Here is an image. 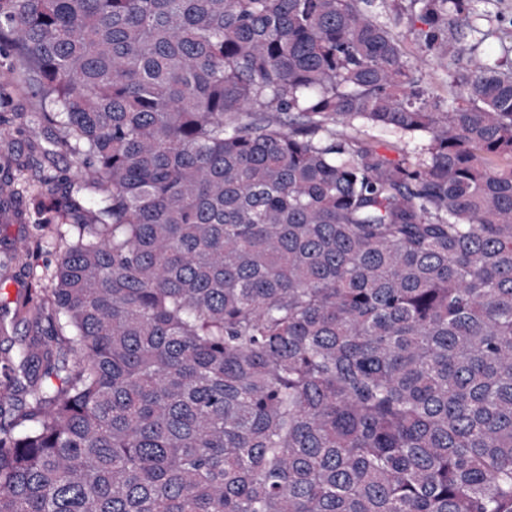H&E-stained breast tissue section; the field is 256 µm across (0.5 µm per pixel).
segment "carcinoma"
Instances as JSON below:
<instances>
[{
    "label": "carcinoma",
    "instance_id": "obj_1",
    "mask_svg": "<svg viewBox=\"0 0 512 512\" xmlns=\"http://www.w3.org/2000/svg\"><path fill=\"white\" fill-rule=\"evenodd\" d=\"M414 2L446 100L369 0H0L81 195L0 512H512V62Z\"/></svg>",
    "mask_w": 512,
    "mask_h": 512
}]
</instances>
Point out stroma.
<instances>
[{"mask_svg": "<svg viewBox=\"0 0 512 512\" xmlns=\"http://www.w3.org/2000/svg\"><path fill=\"white\" fill-rule=\"evenodd\" d=\"M372 12L399 36L423 85L435 95L447 97L451 58L420 51L415 31L421 23L414 0H373ZM497 12L499 18L491 23L480 49L499 58L512 59V0H499ZM0 83L11 86L9 97L0 100V114L7 118L6 123L0 124V155H13L24 166L19 179L0 182V191L15 194L13 213L0 214V317L9 323L8 335L0 334V383L4 384L9 380L18 347L32 341L37 334L34 319L26 315L24 304L46 298L53 286L46 272L54 267L53 232L60 217L52 215L50 224L35 228L33 190L39 185L40 169L65 175L70 171L72 159L65 154L44 156L46 139L40 128L17 134L19 113L35 111L37 96L32 89L11 83L9 73L1 69Z\"/></svg>", "mask_w": 512, "mask_h": 512, "instance_id": "1", "label": "stroma"}]
</instances>
